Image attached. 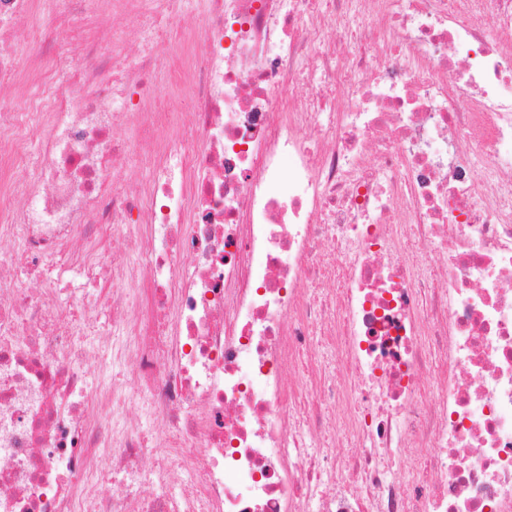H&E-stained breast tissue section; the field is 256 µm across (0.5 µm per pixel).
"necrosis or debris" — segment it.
Here are the masks:
<instances>
[{
	"label": "necrosis or debris",
	"mask_w": 512,
	"mask_h": 512,
	"mask_svg": "<svg viewBox=\"0 0 512 512\" xmlns=\"http://www.w3.org/2000/svg\"><path fill=\"white\" fill-rule=\"evenodd\" d=\"M60 2L0 0V512H512V0ZM60 6L56 0H43L40 9L30 14L23 26L21 27L22 35L17 41L18 52L20 55H27L32 45L29 41V37L33 35L39 36L44 26V20L46 16L58 9ZM100 28L110 35V48L112 47V32L125 31L126 39L123 42L124 52L133 58L138 49L139 42L146 38H155L159 41V50L162 56H169L173 52L170 37L161 36L157 28L153 25L152 19L148 14L139 18H130L123 15H113L112 17H103L98 20ZM123 170L127 174L132 173L137 183L142 185L149 183L154 176L153 165L147 163L138 151H133L127 155Z\"/></svg>",
	"instance_id": "1"
}]
</instances>
